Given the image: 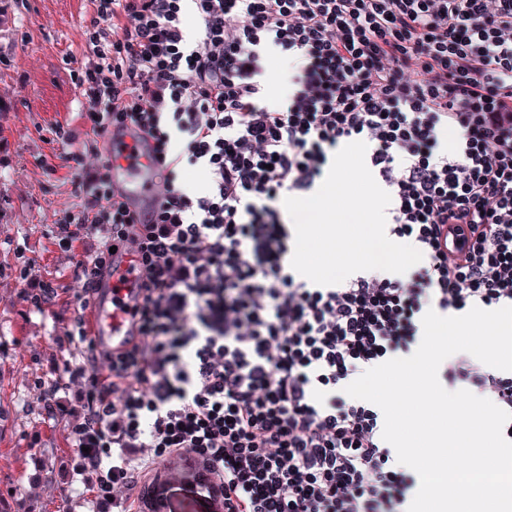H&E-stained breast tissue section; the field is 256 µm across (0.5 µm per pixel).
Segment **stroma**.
Segmentation results:
<instances>
[{
  "instance_id": "35a3bbf8",
  "label": "stroma",
  "mask_w": 512,
  "mask_h": 512,
  "mask_svg": "<svg viewBox=\"0 0 512 512\" xmlns=\"http://www.w3.org/2000/svg\"><path fill=\"white\" fill-rule=\"evenodd\" d=\"M0 15V98L10 102L0 135L10 144L11 167L0 173V499L8 512H50L53 501L78 493L62 466L72 453L62 430L45 428L34 411L33 380L66 355L54 329L69 318L83 280L77 262L94 242L74 251L47 237L76 204L74 155L81 143L55 149L47 125L76 122L80 95L70 71L83 53L82 33L92 17L80 0H5ZM51 155L42 166L41 155ZM32 259L37 275L58 286L51 310L34 312L12 267Z\"/></svg>"
}]
</instances>
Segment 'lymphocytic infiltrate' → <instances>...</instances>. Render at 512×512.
Instances as JSON below:
<instances>
[{"instance_id":"obj_1","label":"lymphocytic infiltrate","mask_w":512,"mask_h":512,"mask_svg":"<svg viewBox=\"0 0 512 512\" xmlns=\"http://www.w3.org/2000/svg\"><path fill=\"white\" fill-rule=\"evenodd\" d=\"M83 163L51 236L99 240L90 274L133 250L140 285L112 305L127 336L76 313L69 360L36 378L38 414L63 428L82 488L63 512H145L183 461L208 512H405L416 476L382 438V412L345 388L421 342L428 307L512 305V0H91ZM200 22L188 38L186 8ZM292 60L270 104L268 49ZM134 132L161 178L139 220L101 137ZM367 145L391 190L388 231L423 264L325 288L290 272L278 205L316 186L330 151ZM202 166L203 190L181 185ZM464 246L442 248L449 231ZM512 412V372L459 353L442 372Z\"/></svg>"}]
</instances>
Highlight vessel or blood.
Masks as SVG:
<instances>
[{
    "mask_svg": "<svg viewBox=\"0 0 512 512\" xmlns=\"http://www.w3.org/2000/svg\"><path fill=\"white\" fill-rule=\"evenodd\" d=\"M133 143V136L125 135L122 146L107 145L104 156L111 166L112 181L122 190L131 210L144 214L151 203L159 200L161 187L155 175V166L146 151H139L137 158H130L129 148ZM133 264L132 255H124L117 262L112 275L105 279L104 288L110 291L135 287ZM95 313L99 331L114 337L124 335V316L121 312L113 311L110 295L98 300Z\"/></svg>",
    "mask_w": 512,
    "mask_h": 512,
    "instance_id": "vessel-or-blood-1",
    "label": "vessel or blood"
}]
</instances>
